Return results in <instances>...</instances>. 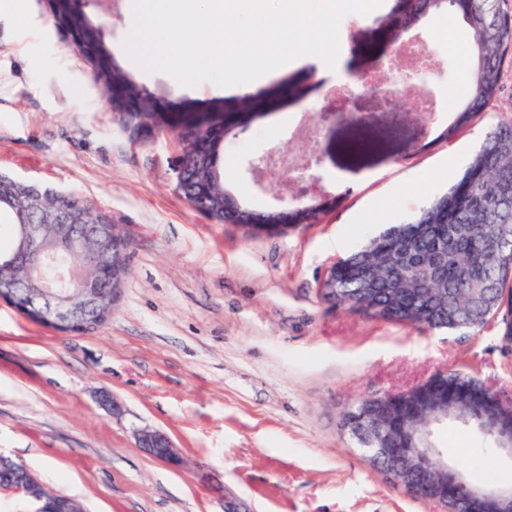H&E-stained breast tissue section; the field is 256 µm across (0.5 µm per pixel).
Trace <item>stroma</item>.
Instances as JSON below:
<instances>
[{
	"mask_svg": "<svg viewBox=\"0 0 512 512\" xmlns=\"http://www.w3.org/2000/svg\"><path fill=\"white\" fill-rule=\"evenodd\" d=\"M132 0H87L118 63L176 109H229L237 96L205 81L180 87L143 74L124 54ZM339 26L337 77L369 75L374 35L397 0ZM0 12V172L77 193L109 211L129 243L130 273L98 329L61 333L0 302V452L47 490L87 512H224L233 492L252 512H443L371 468L340 427L359 398L409 389L440 371L480 378L512 404V354L499 325L470 333L418 330L323 302L317 285L371 230L406 222L463 172L493 126L512 121V62L486 112L449 141L440 134L461 90L455 63L468 30L455 15L423 17L404 36L431 58L412 85H396L407 121L387 147L352 162L346 126L318 119L329 81L282 100L224 138V180L257 210L291 201L294 173L259 159L303 157L317 143L332 204L285 235L216 223L176 190L171 131L135 143L57 28L46 0ZM448 37L434 38L439 25ZM439 121L424 118L422 97ZM123 405L112 416L98 402ZM165 430L186 464L146 456L133 432ZM449 457L482 483L512 484V460L451 424L437 432Z\"/></svg>",
	"mask_w": 512,
	"mask_h": 512,
	"instance_id": "1",
	"label": "stroma"
}]
</instances>
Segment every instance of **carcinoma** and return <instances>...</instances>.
<instances>
[{
    "label": "carcinoma",
    "instance_id": "obj_1",
    "mask_svg": "<svg viewBox=\"0 0 512 512\" xmlns=\"http://www.w3.org/2000/svg\"><path fill=\"white\" fill-rule=\"evenodd\" d=\"M446 10L467 26L472 67L466 72L468 102L441 133L453 137L497 98L504 65L512 55V0H409L401 16L394 19L391 40H398L417 17L429 11ZM54 21L80 31V40L95 56L94 80L105 90L119 89L139 98L144 88L114 60L101 27L87 14L73 11L70 0H54ZM300 82L290 79L272 91V98H299ZM232 117H214L200 133L192 136L210 142L207 164L192 171L195 194L201 201L219 204L224 200V124ZM37 204L32 193L0 174V232L7 233L9 246L0 255L16 249L20 225L44 224L42 248L56 262L28 275L29 287L50 288L65 299L73 287L56 279V268L79 262L64 249L71 225L61 215L78 210L83 198L48 186H37ZM372 279L371 292L363 290L365 277ZM504 309L501 334L512 328V123L502 122L491 131L475 152L462 175L444 192L419 210L405 224H393L372 235L357 250L336 262L331 291L323 299L336 308L354 309L364 296L379 307L380 317L431 330L467 331L482 328L492 315L487 305L475 302L481 294ZM466 390L491 395V389L462 372L448 373V420L476 435L499 444V436L486 429L476 410L456 407L457 395Z\"/></svg>",
    "mask_w": 512,
    "mask_h": 512
}]
</instances>
